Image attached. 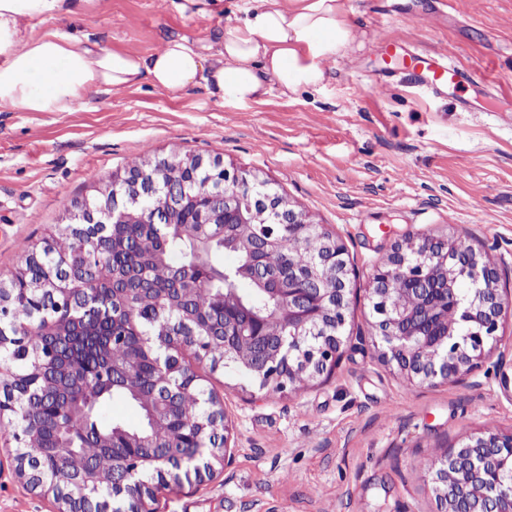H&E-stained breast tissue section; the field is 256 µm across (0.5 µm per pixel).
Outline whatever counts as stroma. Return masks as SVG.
<instances>
[{
  "label": "stroma",
  "instance_id": "obj_1",
  "mask_svg": "<svg viewBox=\"0 0 512 512\" xmlns=\"http://www.w3.org/2000/svg\"><path fill=\"white\" fill-rule=\"evenodd\" d=\"M354 48L321 87L235 106L201 86L171 94L149 80L72 112L0 110V279L24 248L68 223L76 202L133 160H222L270 183L291 208L336 232L365 284L410 234L473 245L512 289V0H343ZM49 27L148 55L166 36L215 42L224 15L172 0H75ZM479 77L444 95L375 79L387 40ZM358 293L336 367L299 390L263 393L237 373L202 369L235 427L234 460L201 483L158 489L154 512H439L425 461L468 435L512 431V345L457 382L418 387L371 342ZM12 429L0 422V512H52L18 482Z\"/></svg>",
  "mask_w": 512,
  "mask_h": 512
}]
</instances>
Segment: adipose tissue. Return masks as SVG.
Returning a JSON list of instances; mask_svg holds the SVG:
<instances>
[{
    "instance_id": "adipose-tissue-1",
    "label": "adipose tissue",
    "mask_w": 512,
    "mask_h": 512,
    "mask_svg": "<svg viewBox=\"0 0 512 512\" xmlns=\"http://www.w3.org/2000/svg\"><path fill=\"white\" fill-rule=\"evenodd\" d=\"M71 5L0 0V105L70 112L145 78L171 93L201 85L214 97L245 105L264 98L270 78L285 95L318 87L355 41L342 0H249L244 17L225 25L206 49L177 34L147 56L58 29L38 31V24L70 13Z\"/></svg>"
}]
</instances>
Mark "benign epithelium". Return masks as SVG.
I'll return each mask as SVG.
<instances>
[{"label":"benign epithelium","instance_id":"obj_1","mask_svg":"<svg viewBox=\"0 0 512 512\" xmlns=\"http://www.w3.org/2000/svg\"><path fill=\"white\" fill-rule=\"evenodd\" d=\"M176 166L198 168L208 180L189 189L183 182L162 184L153 173L160 163L112 179V194L97 205H76L78 224L67 226L81 248L63 262L44 269L38 280L43 298L37 322L25 320L17 334H0V350L10 351L19 335L39 331L64 336L66 309L79 319L92 309L87 296L85 260L112 253L121 246L113 224L144 220L148 201L166 196L167 208L153 211L152 222L169 220V211L203 195L218 201L193 231L207 241L215 225L235 228L233 245L249 255L245 264L225 271L224 291L214 297L212 315L185 308L191 291L186 270L179 269L169 283L135 289V301L154 304L158 325L146 332L144 347L155 355L162 380L153 391L150 418L160 427L165 415L199 376L194 365L210 360L216 345L224 346V360L251 372L258 389L295 390L334 367L346 342L345 326L352 292L351 269L343 241L320 224L274 200L268 183L231 172L219 160L187 155ZM248 187L257 207L237 206L238 191ZM293 237L307 244L311 261L299 265L284 260L283 244ZM465 280L478 285L474 295L458 298L456 285ZM254 285L272 302L260 310L247 303L238 283ZM372 304V342L382 348L386 362L413 385H433L470 374L502 340L498 331L512 317V290L500 285L496 270L470 245L446 238L407 236L373 270L366 283ZM21 298L0 281V315L17 317ZM309 335L318 337L309 345ZM31 374L41 380L35 393L16 386L12 364L0 360V416H13L19 426L13 438L19 444L15 471L33 489L53 495L59 512H153L156 483L195 479L213 471L211 460L228 465L233 425L212 393H203L193 422L195 444L183 446L179 435L125 434L134 452L112 465L64 462L56 479L47 482L39 459L25 451L31 433L39 430L43 411L52 407L62 417L70 394L88 384L112 386L136 394L140 380L132 366H87L65 357L58 342H39L28 349ZM512 467V433H479L435 460L429 467L440 512H512V483L499 480V471ZM457 480L448 481V472Z\"/></svg>","mask_w":512,"mask_h":512}]
</instances>
